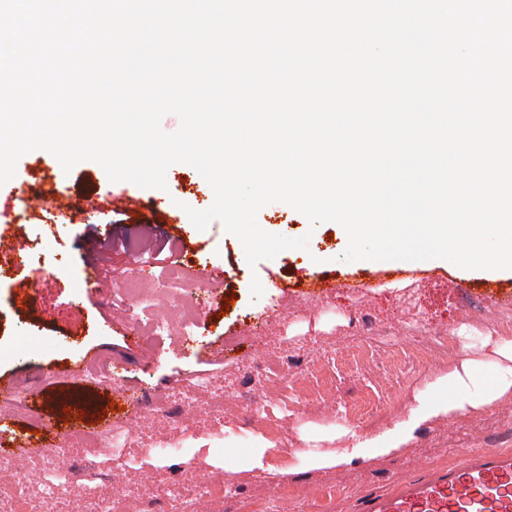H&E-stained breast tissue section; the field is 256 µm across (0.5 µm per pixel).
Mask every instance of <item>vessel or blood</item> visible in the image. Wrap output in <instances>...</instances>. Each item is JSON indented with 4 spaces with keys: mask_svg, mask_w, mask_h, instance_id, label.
<instances>
[{
    "mask_svg": "<svg viewBox=\"0 0 512 512\" xmlns=\"http://www.w3.org/2000/svg\"><path fill=\"white\" fill-rule=\"evenodd\" d=\"M7 453L25 463L35 446L25 433L9 432ZM413 477L382 493H367L354 512H512V450L480 449L461 463L437 468L413 463Z\"/></svg>",
    "mask_w": 512,
    "mask_h": 512,
    "instance_id": "b4317fda",
    "label": "vessel or blood"
}]
</instances>
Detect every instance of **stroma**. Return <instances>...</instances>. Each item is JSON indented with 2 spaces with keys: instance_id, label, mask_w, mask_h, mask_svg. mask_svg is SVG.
Returning a JSON list of instances; mask_svg holds the SVG:
<instances>
[{
  "instance_id": "stroma-1",
  "label": "stroma",
  "mask_w": 512,
  "mask_h": 512,
  "mask_svg": "<svg viewBox=\"0 0 512 512\" xmlns=\"http://www.w3.org/2000/svg\"><path fill=\"white\" fill-rule=\"evenodd\" d=\"M17 174L44 193L66 185L69 195L132 196L130 207L95 210L94 223L64 222V210L43 196L26 199V217L1 227L0 235L24 238L23 263L0 260V377L28 379L25 361L40 371V396L17 409L0 394V425L38 431L55 426L57 444L97 428L101 439L90 454L75 455L67 468L46 471L54 495L35 493L33 512H85L73 496V470L91 479L95 496L112 502V512H141L136 488L160 474L191 489L201 483L221 488L209 512H347L362 493L385 491L394 477L409 476L410 461L434 467L460 461L468 448L512 450V396L490 408L448 419L433 418L416 428L402 449L385 457L361 449L350 463L313 468L308 454L335 453L351 445L349 431L371 439L406 420L412 408L437 402L448 389V373L464 345L484 336H512L500 313L512 298L492 295L488 284L512 285V270H467L443 259L423 261L410 278L375 273L374 263L349 262L348 237L341 225L310 227L291 206L276 202L258 213L260 227L289 238L308 237L307 249H288L249 266L238 238L221 222L194 231L204 248L192 272L221 267L218 291L198 290L204 305L193 335L162 334L130 341L136 320L157 318L168 297L157 286L175 266L180 240L171 235L144 241L159 264L143 272L147 301L131 309L111 306L107 296L86 287L81 245L89 234L107 240L106 285H122L127 252L117 240L136 224H183L186 207L209 208L214 197L205 179L185 163L172 165L167 188L142 189L110 181L92 161L64 171L51 153L35 150L20 158ZM346 281L374 274L372 287L340 288L317 299L291 287H267L269 278L293 283L311 272ZM463 283L449 290V277ZM32 292L35 303L21 299ZM234 305H226L228 297ZM447 337L448 356L406 359L403 351L422 346L424 333ZM102 353L101 376L85 373L88 350ZM253 360L251 371L242 368ZM202 376L223 381L230 399L209 407L208 393L195 406L167 401L170 390ZM146 401L133 421L118 412L123 391ZM75 419H68V411ZM269 449V469H240L255 449Z\"/></svg>"
}]
</instances>
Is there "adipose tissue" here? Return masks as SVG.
Masks as SVG:
<instances>
[{
    "label": "adipose tissue",
    "mask_w": 512,
    "mask_h": 512,
    "mask_svg": "<svg viewBox=\"0 0 512 512\" xmlns=\"http://www.w3.org/2000/svg\"><path fill=\"white\" fill-rule=\"evenodd\" d=\"M483 343L490 346L492 359L485 360L463 354L459 363L448 374V386L453 391L451 397L427 407L413 408L408 421L401 423L396 429L368 440L354 437L352 447L342 449L333 456L311 455V464L322 468L348 463L364 447L371 448L377 456L390 454L399 449L406 435L431 417H458L476 413L512 394V337L488 336Z\"/></svg>",
    "instance_id": "ef3b65f1"
}]
</instances>
